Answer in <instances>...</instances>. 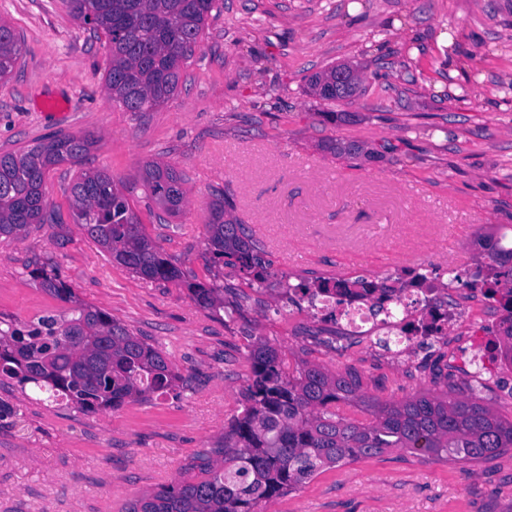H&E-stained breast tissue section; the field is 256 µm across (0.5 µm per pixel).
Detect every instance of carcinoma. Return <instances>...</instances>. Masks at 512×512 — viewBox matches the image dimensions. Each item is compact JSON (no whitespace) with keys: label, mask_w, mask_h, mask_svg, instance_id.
Masks as SVG:
<instances>
[{"label":"carcinoma","mask_w":512,"mask_h":512,"mask_svg":"<svg viewBox=\"0 0 512 512\" xmlns=\"http://www.w3.org/2000/svg\"><path fill=\"white\" fill-rule=\"evenodd\" d=\"M73 17L101 31L110 63L105 90L128 112H151L178 91L181 72L201 40L216 0H67ZM15 31L0 22V81L20 56ZM346 73L336 84V71ZM307 90L322 101H346L361 92L349 64L309 77ZM98 138L64 134L0 155V237L18 238L32 224L52 221L44 185L64 163L79 164ZM142 179L163 211L177 216L186 203L185 178L172 165L147 161ZM77 223L112 258L149 281H176L178 268L143 230L140 219L104 170H83L69 189ZM206 252L210 267H238L246 285L260 287L270 264L243 225L224 218V197L209 204ZM486 271L471 288L503 312L499 348L512 360V248L494 246ZM42 288L67 304L60 315L27 324L0 315V376L34 385L48 398L65 399L88 414L115 410L174 389L166 355L132 335L103 309L86 303L63 280L33 271ZM365 283L320 276L298 290L346 292ZM192 299L214 311L224 308V286L187 284ZM250 375L241 411L224 446L206 450L188 465L191 476L162 486L126 512H258L262 501L296 489L324 469L399 448L436 460H477L512 450V418L477 400L446 395L382 401L360 392L350 375L317 365L289 370L280 353L258 340L248 353Z\"/></svg>","instance_id":"carcinoma-1"}]
</instances>
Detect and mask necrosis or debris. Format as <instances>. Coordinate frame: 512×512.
I'll use <instances>...</instances> for the list:
<instances>
[{
	"instance_id": "4bbe7bcc",
	"label": "necrosis or debris",
	"mask_w": 512,
	"mask_h": 512,
	"mask_svg": "<svg viewBox=\"0 0 512 512\" xmlns=\"http://www.w3.org/2000/svg\"><path fill=\"white\" fill-rule=\"evenodd\" d=\"M297 304L314 314L332 312L344 320L350 336L383 338L395 345H412L416 330L427 331L430 339L444 340L458 320V310L448 299L443 280L424 274L421 265L401 263L397 267V289L383 308H375L361 291L346 296L315 298L295 290Z\"/></svg>"
}]
</instances>
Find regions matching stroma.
Returning a JSON list of instances; mask_svg holds the SVG:
<instances>
[{
  "instance_id": "obj_1",
  "label": "stroma",
  "mask_w": 512,
  "mask_h": 512,
  "mask_svg": "<svg viewBox=\"0 0 512 512\" xmlns=\"http://www.w3.org/2000/svg\"><path fill=\"white\" fill-rule=\"evenodd\" d=\"M0 21L21 45L0 83V154L59 133L98 138L81 165L49 174L55 221L0 237V313L31 322L60 312L32 275L52 270L178 376L174 393L97 414L0 381V512H125L176 482L223 446L260 339L289 365L351 374L383 400L475 395L512 416V369L432 383L418 367L427 343L395 356L295 307L280 285L285 270L387 278L406 259L441 276L482 235L512 229V0H218L178 93L136 113L108 101L107 38L65 0H0ZM340 63L358 68L359 96L330 105L306 93L307 76ZM331 139L364 151L333 154ZM148 160L183 174L178 217L145 186ZM84 168L119 182L179 282L136 276L73 221L69 188ZM218 193L225 218L265 250V289L248 288L239 269H207ZM214 279L226 288L219 315L186 289ZM260 512H512V451L469 462L391 449L325 469Z\"/></svg>"
}]
</instances>
